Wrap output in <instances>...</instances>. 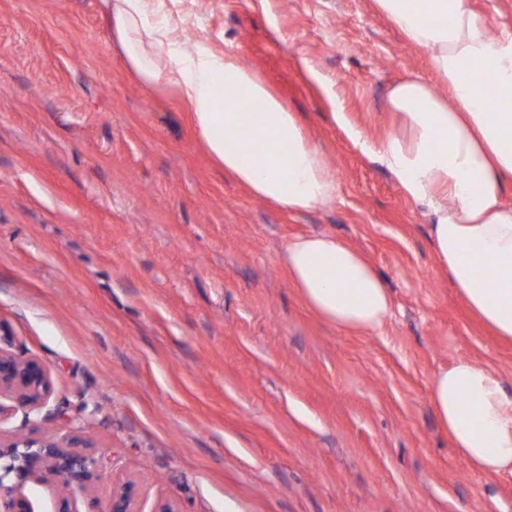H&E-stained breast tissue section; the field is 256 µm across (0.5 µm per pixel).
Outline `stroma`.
<instances>
[{
  "mask_svg": "<svg viewBox=\"0 0 512 512\" xmlns=\"http://www.w3.org/2000/svg\"><path fill=\"white\" fill-rule=\"evenodd\" d=\"M172 7L299 114L339 196L294 216L226 178L174 93L130 70L100 0H0V322L52 381L0 438L86 425L98 462L86 490L29 482L35 512H85L123 478L141 512H512V475L473 473L428 391L461 357L512 386V342L451 285L425 208L345 132L396 133L388 90L433 80L427 52L373 0ZM310 232L383 274L382 332L336 329L301 301L280 258Z\"/></svg>",
  "mask_w": 512,
  "mask_h": 512,
  "instance_id": "35a3bbf8",
  "label": "stroma"
}]
</instances>
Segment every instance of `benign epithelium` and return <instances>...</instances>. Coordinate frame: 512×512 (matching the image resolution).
Here are the masks:
<instances>
[{"mask_svg": "<svg viewBox=\"0 0 512 512\" xmlns=\"http://www.w3.org/2000/svg\"><path fill=\"white\" fill-rule=\"evenodd\" d=\"M9 328L0 322V417L18 408L27 412L42 409L50 393V379L36 360L14 354ZM86 444L81 437L68 441L55 438H15L0 440V512H35L22 494V487L46 471L63 480L67 487L87 489L97 476V461L77 450ZM86 512H140L137 508L136 485L125 481L112 489V497L102 507L88 502Z\"/></svg>", "mask_w": 512, "mask_h": 512, "instance_id": "1", "label": "benign epithelium"}]
</instances>
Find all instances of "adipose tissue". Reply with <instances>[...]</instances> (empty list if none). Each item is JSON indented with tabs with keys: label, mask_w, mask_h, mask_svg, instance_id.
Masks as SVG:
<instances>
[{
	"label": "adipose tissue",
	"mask_w": 512,
	"mask_h": 512,
	"mask_svg": "<svg viewBox=\"0 0 512 512\" xmlns=\"http://www.w3.org/2000/svg\"><path fill=\"white\" fill-rule=\"evenodd\" d=\"M134 74L172 88L199 138L226 175L253 197L300 214L338 198L323 150L238 54L206 40L183 46L184 23L167 0H103ZM406 41L425 49L437 85L412 76L393 85L387 106L400 130L375 147L348 130L354 147L388 170L426 207L441 268L471 312L512 341V34L492 36L470 0H374ZM240 102L254 112L237 111ZM261 149L250 160L253 149ZM282 261L303 302L349 332L381 330L392 311L383 276L328 233L290 241ZM430 401L452 448L475 471L512 475V388L472 358L434 374Z\"/></svg>",
	"instance_id": "1"
}]
</instances>
